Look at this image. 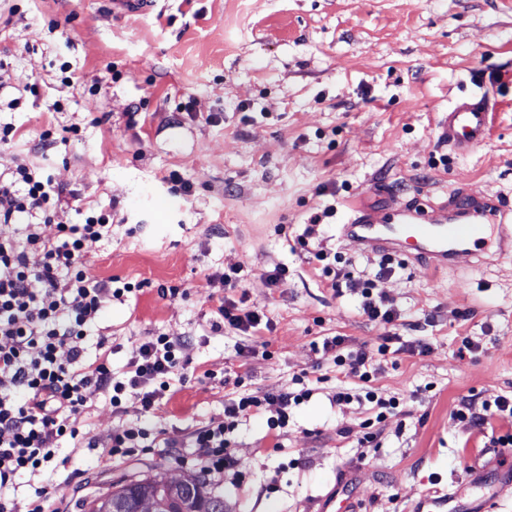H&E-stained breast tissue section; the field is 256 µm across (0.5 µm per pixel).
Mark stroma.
<instances>
[{"label":"stroma","mask_w":512,"mask_h":512,"mask_svg":"<svg viewBox=\"0 0 512 512\" xmlns=\"http://www.w3.org/2000/svg\"><path fill=\"white\" fill-rule=\"evenodd\" d=\"M82 76L62 86L63 67ZM39 82V97L20 95ZM489 95L490 136L465 155L446 153L435 121L463 98ZM191 111H184V104ZM219 122H208L210 114ZM24 136L0 152L76 190L84 206L112 213V241L85 256L87 274L137 284L106 306L87 338L112 340V368L125 369L144 337H190L192 368L163 400L150 428L182 441L224 418V395L291 385L301 371L335 378L324 337L374 349L383 337L426 340L424 355H396L375 386L400 398L380 445L360 453L367 406H336L317 391L272 437L265 415L236 434L246 472L233 487L211 482L231 512H336L352 496L361 512H470L449 487L474 469L503 462L494 437L512 423L494 417L483 431L452 420L461 399L512 395V253L457 270L398 255L379 284L404 322L368 321L356 297L328 288L296 237L314 224L313 244L359 268L379 253L339 237L358 198L373 212L386 201L437 205L466 184L512 202V0H159L148 16L112 14L106 0H0V125ZM53 130L51 149L41 146ZM191 182L176 190L169 174ZM333 214H325L326 206ZM246 263L233 300L263 310L273 329L267 354L245 356L244 339L213 331L207 276ZM289 269L268 287L264 272ZM181 296L161 297L164 288ZM477 353L459 354L463 338ZM85 424L96 445L71 459L83 485L61 483L68 512L118 480L183 475L173 448L103 470L99 444L134 420L101 396Z\"/></svg>","instance_id":"1"}]
</instances>
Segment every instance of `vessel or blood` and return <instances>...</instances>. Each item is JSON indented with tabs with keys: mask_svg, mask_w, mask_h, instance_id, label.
I'll return each instance as SVG.
<instances>
[{
	"mask_svg": "<svg viewBox=\"0 0 512 512\" xmlns=\"http://www.w3.org/2000/svg\"><path fill=\"white\" fill-rule=\"evenodd\" d=\"M112 12L147 15L158 0H107ZM492 122L485 99L458 101L437 120L439 143L455 153H465L485 141ZM512 207L460 187L446 205L421 202L392 205L383 220H375L361 206H354L341 235L367 249L395 252L434 267H455L479 257L490 244L492 224L504 223Z\"/></svg>",
	"mask_w": 512,
	"mask_h": 512,
	"instance_id": "b4317fda",
	"label": "vessel or blood"
}]
</instances>
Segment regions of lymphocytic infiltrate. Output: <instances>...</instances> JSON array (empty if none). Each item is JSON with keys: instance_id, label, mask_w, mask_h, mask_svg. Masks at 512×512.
Here are the masks:
<instances>
[{"instance_id": "1", "label": "lymphocytic infiltrate", "mask_w": 512, "mask_h": 512, "mask_svg": "<svg viewBox=\"0 0 512 512\" xmlns=\"http://www.w3.org/2000/svg\"><path fill=\"white\" fill-rule=\"evenodd\" d=\"M82 209L75 191L54 182L38 168L14 162L0 170V512H61L48 508L58 477L66 472L72 453L92 447L83 428L91 394L109 401L113 412L135 408L139 420L112 433L99 455L103 467L136 453L171 447L164 430L148 429L144 417L154 415L174 386L185 383L191 365L182 337L159 334L133 346L126 369L114 373L107 337H100L95 358H88L85 340L102 309L131 293L130 284L87 275L84 256L93 245L112 238L110 212L83 211L78 224H59V207ZM56 223L55 237H44L42 225ZM314 259L329 288L348 290L359 298L369 321L391 324L401 318L392 299L378 283L392 274L393 259L381 257L376 268L355 269L351 260L324 249ZM218 317L214 330L227 327L251 337L271 329L263 311L246 309L229 297L209 294ZM392 339L376 350L351 348L347 337L329 336L323 352L334 355L338 383L332 403H368L376 423L399 416L400 400L383 396L374 386L382 360L391 354ZM296 389L232 392L224 401V419L195 428L179 454L190 466L215 480L238 484L243 473L234 434L251 416L268 414V429L281 435L294 407L307 402L317 382L308 372L296 376ZM453 419L470 426L488 417L512 421V397L462 400ZM36 480L33 491H22L23 479Z\"/></svg>"}]
</instances>
